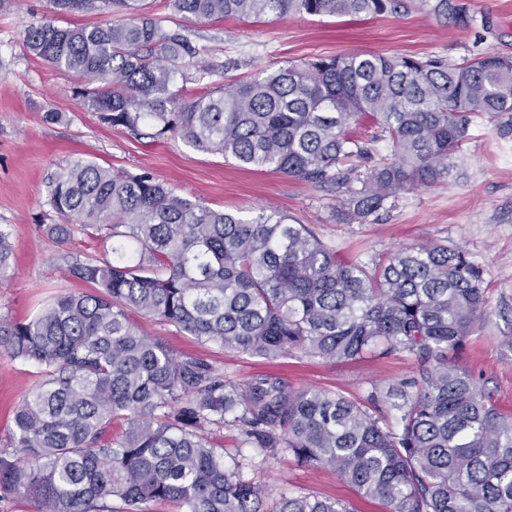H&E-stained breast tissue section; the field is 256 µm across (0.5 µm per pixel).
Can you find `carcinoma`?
<instances>
[{
  "label": "carcinoma",
  "mask_w": 512,
  "mask_h": 512,
  "mask_svg": "<svg viewBox=\"0 0 512 512\" xmlns=\"http://www.w3.org/2000/svg\"><path fill=\"white\" fill-rule=\"evenodd\" d=\"M144 0H53L61 11L109 10L104 26L25 29L35 57L94 84L76 96L102 121L159 140L179 136L252 170L343 193L335 217L366 224L400 192L448 176L481 113L512 112V57L459 63L409 55L322 56L268 70L182 102L179 63L200 50L144 12ZM196 19L291 13L333 17L426 10L461 27L454 0H172ZM368 121L391 155L365 178L344 169L374 159L353 126ZM361 187H354V182ZM62 219L112 240V260H75L65 292L26 322L0 318V354L40 370L16 408L15 452L0 450V500L35 512H350L338 500L268 489L228 468L204 435L239 429L262 458L288 452L332 469L386 512H512V416L449 361L485 304L480 271L446 245H413L372 267L344 260L279 211L245 219L212 209L149 173L78 158L48 182ZM0 228V278L12 272ZM158 318L203 344L251 358L296 353L351 361L406 354L416 374L363 399L299 389L272 375L244 384L197 357H177L130 314Z\"/></svg>",
  "instance_id": "1"
}]
</instances>
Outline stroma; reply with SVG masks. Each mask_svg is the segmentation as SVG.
I'll list each match as a JSON object with an SVG mask.
<instances>
[{
	"instance_id": "35a3bbf8",
	"label": "stroma",
	"mask_w": 512,
	"mask_h": 512,
	"mask_svg": "<svg viewBox=\"0 0 512 512\" xmlns=\"http://www.w3.org/2000/svg\"><path fill=\"white\" fill-rule=\"evenodd\" d=\"M147 2L152 17L188 36L213 70L198 81L194 66H184L175 87L188 101L206 89L320 56L374 52L451 62L488 52L512 56V0H465L473 17L466 28L423 11L376 18L291 14L258 22L198 20L175 12L170 0ZM44 17L61 27H94L110 19L93 10L61 13L51 0H0V226L10 233L14 267L13 276L0 280V318L23 321L60 292L89 291V284L70 278L69 260L111 259L110 245L82 231L61 244L46 232L47 225L61 221L47 204V183L83 158L116 172H148L176 194L244 218L263 209L280 211L289 223L312 227L341 256L370 264L407 245L461 247L482 272L486 303L455 360L480 391L512 414V112L476 117L444 180L401 192L375 221L341 224L334 217L333 191L279 172L241 169L234 160L177 137L154 142L104 124L75 96L79 76L26 50L24 29ZM48 112L62 113V121L46 122ZM137 323L174 355L204 358L236 384L271 374L298 388L359 398L372 385L384 387L417 370L407 355L336 362L298 354L265 361L200 344L157 319L141 317ZM40 380L36 367L0 357V448L9 443L15 406ZM212 440L223 446L225 465L243 463L245 476L265 483L272 498L302 492L345 502L352 512H384L333 470L300 467L285 452L260 460L241 446L236 428H225Z\"/></svg>"
}]
</instances>
